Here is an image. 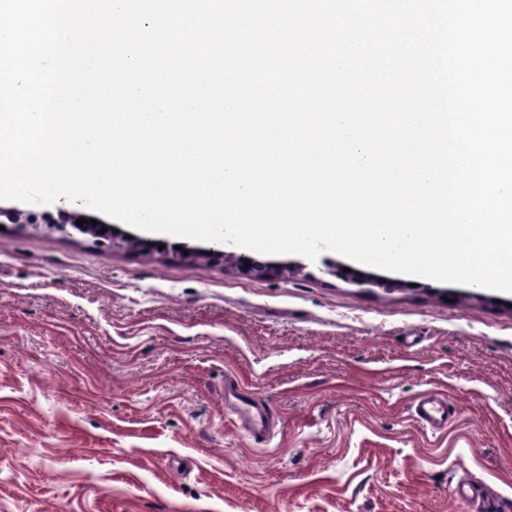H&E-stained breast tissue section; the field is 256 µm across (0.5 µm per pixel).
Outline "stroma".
Listing matches in <instances>:
<instances>
[{
  "mask_svg": "<svg viewBox=\"0 0 512 512\" xmlns=\"http://www.w3.org/2000/svg\"><path fill=\"white\" fill-rule=\"evenodd\" d=\"M32 210L0 217V512H512V293L331 251L204 265L141 229L107 250L52 229L85 205ZM449 409V404L445 400L425 399L416 407V412L423 424L432 426L437 421H448Z\"/></svg>",
  "mask_w": 512,
  "mask_h": 512,
  "instance_id": "obj_1",
  "label": "stroma"
}]
</instances>
